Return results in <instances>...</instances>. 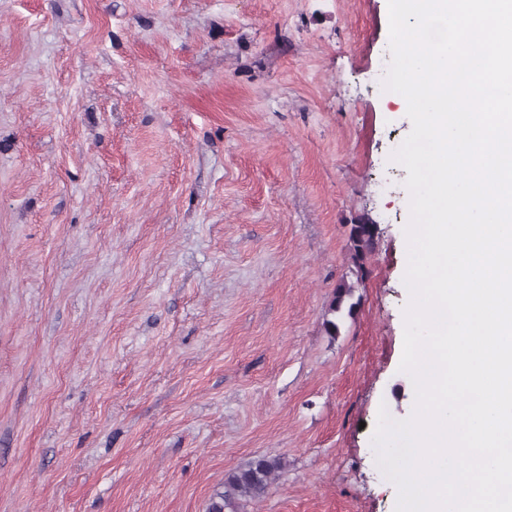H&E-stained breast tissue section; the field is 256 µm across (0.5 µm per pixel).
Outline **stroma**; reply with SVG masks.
I'll return each mask as SVG.
<instances>
[{"mask_svg":"<svg viewBox=\"0 0 512 512\" xmlns=\"http://www.w3.org/2000/svg\"><path fill=\"white\" fill-rule=\"evenodd\" d=\"M390 59L387 0H0V512H207L261 456L240 512H395ZM376 225L359 221L351 224L349 242L351 259L356 269L357 277L362 279L366 274V260L375 247ZM354 286L343 281L336 286L334 296L331 300L328 315L323 322L325 332L328 336H336L340 333V323L336 321V313L346 310L347 316L352 317L358 301L353 302ZM331 315L333 318L328 317ZM282 468L280 459L258 457L245 467L230 472L224 491L215 493L208 512H239L240 504L265 496L275 474Z\"/></svg>","mask_w":512,"mask_h":512,"instance_id":"35a3bbf8","label":"stroma"}]
</instances>
